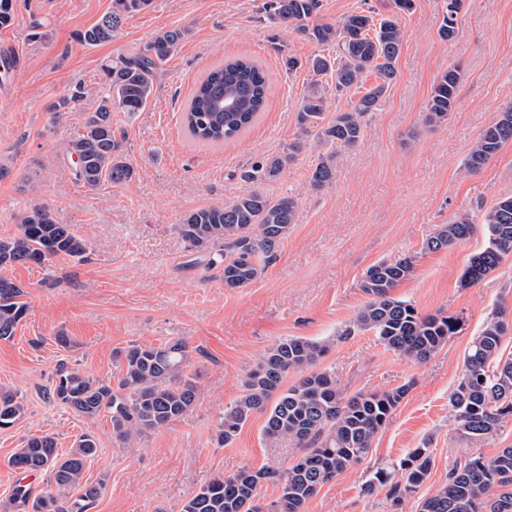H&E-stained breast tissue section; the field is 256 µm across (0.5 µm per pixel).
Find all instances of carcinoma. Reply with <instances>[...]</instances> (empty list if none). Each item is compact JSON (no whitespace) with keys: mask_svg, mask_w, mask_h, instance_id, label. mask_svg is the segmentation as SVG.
Segmentation results:
<instances>
[{"mask_svg":"<svg viewBox=\"0 0 512 512\" xmlns=\"http://www.w3.org/2000/svg\"><path fill=\"white\" fill-rule=\"evenodd\" d=\"M153 0H112V10L93 26L79 33L90 46L109 42L132 14L151 7ZM463 0H444L438 36L451 40ZM321 0H268L264 11L270 22L307 37L329 50L302 62L288 57L284 64L293 71L302 66L312 73L297 110V124L318 135L330 146L353 148L363 138V118L371 111L395 77V65L403 45L398 23L378 16L372 8L347 15L339 23H316ZM189 29L162 30L139 51L119 55L102 65L103 95L95 111L85 117L82 129L70 137L64 152L75 164V180L95 192L103 185L123 186L135 176L123 140L112 128V112L133 114L145 109L155 96L163 65ZM376 77L365 86L366 77ZM460 73L448 68L435 81L428 98L423 123L435 127L453 112ZM269 77L252 59L232 58L212 68L195 86L182 123L190 135L204 143L222 144L248 129L263 111ZM356 89L360 98L321 125L331 99ZM512 141V107L499 112L485 127L468 154L469 171L482 168L502 146ZM295 139L281 152L254 163L243 173L246 181H264L279 176L301 153ZM335 178L330 158H320L312 169L310 185L329 186ZM297 203L289 196L272 198L251 191L229 203L211 204L189 211L178 234L196 250L209 251L205 267L221 273L226 288H244L253 283L275 258L288 237ZM19 231L0 239V267L15 264L42 265L58 257L80 258L86 242L68 224H58L46 206H35L18 218ZM486 244L473 255L462 275L466 285L483 280L512 252V195L501 198L486 211L482 222ZM476 225L467 216L444 224L427 241V250L448 249L469 238ZM415 256L404 255L380 261L363 274L359 288L367 303L346 328L344 336L371 331L387 349L407 359L422 362L440 349L462 328L457 315H421L414 305L392 295L399 283L412 276ZM23 291L11 279L0 276V339L14 336L25 317ZM512 328L504 312L496 310L486 321L465 354L457 388L449 397L450 413L463 434L491 435L502 419L512 415V357L503 358L501 343ZM329 345L301 337H288L274 344L257 368L247 373L243 394L224 409L219 440L228 444L255 413L265 416L263 435L268 440L288 438L303 453L280 476L263 468L243 467L200 487L181 512H260L257 490L275 480L280 495L269 512H303L308 499L368 454L372 441L407 395L404 385L382 392H358L344 396L336 380L316 366ZM125 372L116 387L90 379L76 370L58 373L51 397L87 419L107 417L113 433L132 445L142 436L183 417L195 402V384L188 368L190 355L184 342L133 345L124 350ZM301 373L285 386L288 373ZM24 405L15 394H0V429L16 423ZM98 450L96 440L85 434L66 453H59L55 439L32 435L9 460L19 471L4 512H86L98 497L102 484L84 482L88 460ZM432 459L425 448L413 449L400 461L403 482L392 483V473L381 469L365 486L374 493L388 488L395 502L416 491L427 479ZM38 472L49 474L56 490L36 492L26 478ZM71 489L80 490L73 498ZM418 512H512V446L485 458L473 457L448 476V484L422 499Z\"/></svg>","mask_w":512,"mask_h":512,"instance_id":"obj_1","label":"carcinoma"}]
</instances>
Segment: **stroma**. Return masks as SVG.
<instances>
[{
    "mask_svg": "<svg viewBox=\"0 0 512 512\" xmlns=\"http://www.w3.org/2000/svg\"><path fill=\"white\" fill-rule=\"evenodd\" d=\"M264 2L153 0L127 18L112 42L85 46L78 33L109 12L112 0H13V20L0 27V56L20 58L0 78V160L9 168L0 178V238L16 235L19 214L43 204L86 240L87 253L0 270L28 304L14 336L0 339V392L20 396L26 407L13 426L0 429L1 504L19 477L8 459L35 434L53 436L62 453L81 435L97 441L84 478L103 489L89 512H181L189 495L216 476L244 467L284 472L301 450L286 439L266 440L263 415H253L228 445L218 443L217 426L225 406L241 395L247 372L288 337L329 344L320 366L345 396L409 387L366 457L324 485L304 512H417L457 464L512 446L511 416L493 436L468 438L448 407L464 356L491 311L502 307L512 315V253L466 287L461 277L485 244L482 230L445 250L426 248L439 225L466 213L480 220L512 194V142L479 171L464 166L482 130L512 103V0H465L447 42L437 35L444 0H413L397 16L404 42L394 83L366 116L357 147L336 151L317 132L301 133L296 112L310 76L283 64L288 56L308 59L320 47L271 24ZM35 19L41 32L31 26ZM175 27L189 35L160 73L152 103L112 115L135 177L125 186L86 191L63 147L99 103L102 63ZM231 55L265 67L267 109L234 142L195 143L181 126V112L197 79ZM451 67L461 73L455 110L444 124L425 128L432 86ZM78 84L83 97L55 112ZM297 137L304 148L294 164L260 185L267 195L295 198L288 236L257 280L225 287L216 271L191 265L176 226L198 206L252 190L243 171ZM328 152L335 179L318 191L310 173ZM405 254L415 255V271L394 296L421 314L463 319L462 330L421 363L388 350L372 332L339 335L368 300L359 286L366 269ZM172 338L188 347L195 403L133 447L119 442L109 419L84 418L50 397L60 368L114 386L125 370L122 349ZM423 446L432 468L400 508L386 489L365 494L376 471Z\"/></svg>",
    "mask_w": 512,
    "mask_h": 512,
    "instance_id": "35a3bbf8",
    "label": "stroma"
}]
</instances>
